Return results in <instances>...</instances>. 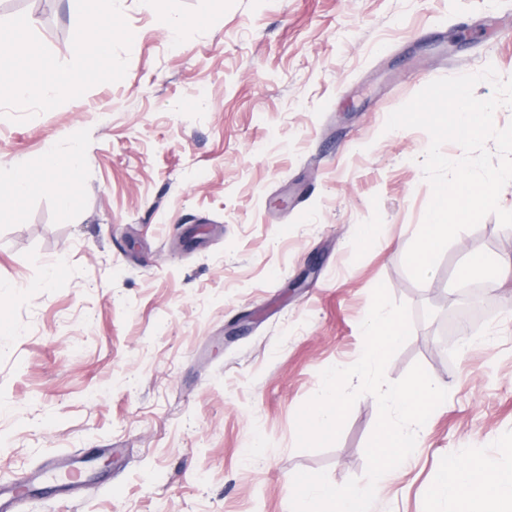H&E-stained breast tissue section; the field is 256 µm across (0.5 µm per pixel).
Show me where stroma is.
Listing matches in <instances>:
<instances>
[{"mask_svg":"<svg viewBox=\"0 0 512 512\" xmlns=\"http://www.w3.org/2000/svg\"><path fill=\"white\" fill-rule=\"evenodd\" d=\"M119 5L140 35L122 80L0 117V180L86 148L69 216L48 192L0 211V483L79 449L80 490L25 512H288L296 472L364 479L372 395L326 449H298L295 418L360 357L381 283L412 321L387 380L419 363L448 397L372 512H429L452 454L512 468V275L461 285L512 258V228L487 215L416 283L430 136L384 129L434 79L512 78V0H178L174 44L152 0ZM21 13L68 61L76 0H0ZM512 272V262L490 261L487 258H480L476 261L469 262L463 269V277L470 276L474 273H487L488 279H495L500 274H510Z\"/></svg>","mask_w":512,"mask_h":512,"instance_id":"35a3bbf8","label":"stroma"}]
</instances>
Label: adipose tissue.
<instances>
[{
	"mask_svg": "<svg viewBox=\"0 0 512 512\" xmlns=\"http://www.w3.org/2000/svg\"><path fill=\"white\" fill-rule=\"evenodd\" d=\"M83 160L82 147L67 154L48 147L42 153L39 174H32L27 166L13 165L8 185L0 189L13 219L24 217L28 199L37 191L52 192L61 214H68L66 184L81 176ZM430 498L435 505H453L454 512H512V470L472 455L454 456L434 482Z\"/></svg>",
	"mask_w": 512,
	"mask_h": 512,
	"instance_id": "ef3b65f1",
	"label": "adipose tissue"
}]
</instances>
